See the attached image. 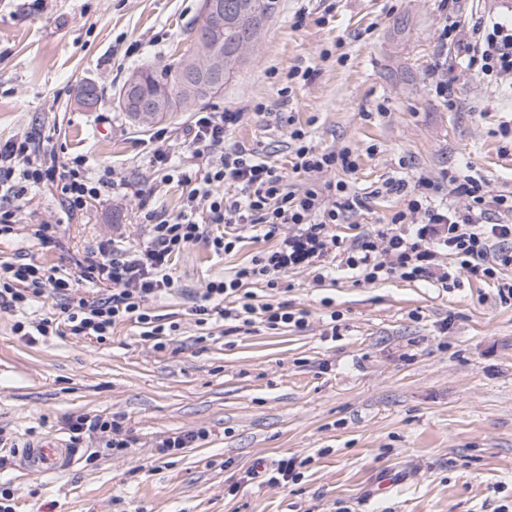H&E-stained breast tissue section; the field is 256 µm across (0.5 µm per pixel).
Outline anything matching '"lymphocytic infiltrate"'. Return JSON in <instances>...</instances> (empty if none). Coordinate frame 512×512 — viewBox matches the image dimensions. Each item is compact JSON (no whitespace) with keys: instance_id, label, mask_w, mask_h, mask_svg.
Returning a JSON list of instances; mask_svg holds the SVG:
<instances>
[{"instance_id":"obj_1","label":"lymphocytic infiltrate","mask_w":512,"mask_h":512,"mask_svg":"<svg viewBox=\"0 0 512 512\" xmlns=\"http://www.w3.org/2000/svg\"><path fill=\"white\" fill-rule=\"evenodd\" d=\"M468 67L475 73L503 79L512 76V23H476L471 28ZM242 118L241 113L213 111L196 113L191 126L192 156L200 160L201 174L189 190L182 211L167 219L155 210H143L140 221L148 229L146 241L131 244L122 240L101 243L87 253L78 267V279L56 277L32 262L0 261V310L22 312L44 298L46 291L59 296L58 313L36 322L18 321L15 332L28 337L48 336L67 328L75 336L103 341L116 324L131 322L142 328L148 340L174 335L177 322H162L151 311L153 303L175 289L170 270L185 248L208 241L215 252H229L235 241L210 236L208 224H236L260 228L264 238L277 246L255 256L233 275L210 281L193 308L199 324L213 315L250 327L262 323L276 329L304 327V318L288 312L285 305L255 302L243 286L263 282L278 285L282 273L295 267L313 266L315 281L326 278L318 260L336 246L330 227L341 224L361 210L365 201L345 181L328 187L310 184L301 191L286 188L280 169L246 148L226 149L224 142ZM293 169L309 175L331 170L351 174L358 168L357 151L345 147L320 151L311 145L303 129H293ZM11 179L5 195L23 198L29 187L55 188L66 212L87 211L105 190L114 189L113 172L91 177L81 158L59 164L53 146L36 150L29 138H16L0 146V175ZM456 195L469 198L466 210L430 196L429 180L411 182L404 178L386 180L381 190L407 197L405 210L392 221L408 225L404 234L378 232L360 238L346 264L369 282L392 277H428L448 284L454 275L436 262L438 254L457 260L460 269L497 282L501 302L512 301V281L498 279L500 269L512 267V225L492 222L495 211H512V195L494 193L489 182L461 172L448 177ZM108 282L112 289L102 296L71 295L75 281ZM73 442L84 437H107L116 452L127 449L129 441L121 424L101 417L80 416L68 421Z\"/></svg>"}]
</instances>
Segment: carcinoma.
Wrapping results in <instances>:
<instances>
[{"instance_id":"1","label":"carcinoma","mask_w":512,"mask_h":512,"mask_svg":"<svg viewBox=\"0 0 512 512\" xmlns=\"http://www.w3.org/2000/svg\"><path fill=\"white\" fill-rule=\"evenodd\" d=\"M240 2L246 11L244 19L236 21L226 18L224 23L216 26L211 33L210 48L224 56V74L221 80L215 83L199 72L193 75L188 74L182 59L160 72L143 71L138 93L143 96L162 97L161 112L155 121H162L179 109L218 93L224 87V80L238 69L243 61V53L253 43L252 29L264 28L274 9V0H240ZM187 80L193 85V92L189 96L182 92V86ZM132 97L133 90L126 81L115 94L116 104L137 126L141 127L143 123L139 119V113L132 109Z\"/></svg>"}]
</instances>
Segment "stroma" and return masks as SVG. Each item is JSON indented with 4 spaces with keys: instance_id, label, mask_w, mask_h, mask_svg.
<instances>
[{
    "instance_id": "35a3bbf8",
    "label": "stroma",
    "mask_w": 512,
    "mask_h": 512,
    "mask_svg": "<svg viewBox=\"0 0 512 512\" xmlns=\"http://www.w3.org/2000/svg\"><path fill=\"white\" fill-rule=\"evenodd\" d=\"M203 0H0V144L27 136L52 142L60 160L84 157L90 172L111 168L122 185L87 212L66 216L53 188L20 201L19 232L0 239V260L25 259L54 275L106 239H146L141 200L177 214L188 193L157 179L154 134L165 129L173 160L193 168L195 113H241L228 144L259 151L294 172L291 127L321 149H357L350 177L366 206L333 226L331 276L307 268L276 288L245 284L257 301L304 313L306 325L237 329L213 317L198 325L194 299L272 240L235 224L210 234L237 237L232 252L190 245L175 260L176 289L154 312L178 322L163 348L125 322L99 342L67 333L28 343L13 313L0 311V487L15 512H499L512 510V303L492 282L461 273L445 288L425 277L368 283L351 277L354 241L377 230L405 232L392 216L404 197L377 194L391 177L428 178L436 198L453 196L443 175L470 169L498 194L512 193V81L480 80L464 51L443 45L440 0H277L265 30L223 89L182 108L160 127H134L113 97L141 68L172 65L190 45ZM408 25L396 31V17ZM441 66L447 97L431 79ZM309 80L288 82L292 71ZM96 85L94 109L76 100ZM264 114L253 111L256 103ZM52 224L51 241L32 236ZM109 416L131 439L121 454L83 439L76 464L31 475L14 458L48 437L69 440V418ZM200 432L173 454L162 441ZM294 459V479H246L256 463ZM401 478L380 493L385 474Z\"/></svg>"
}]
</instances>
